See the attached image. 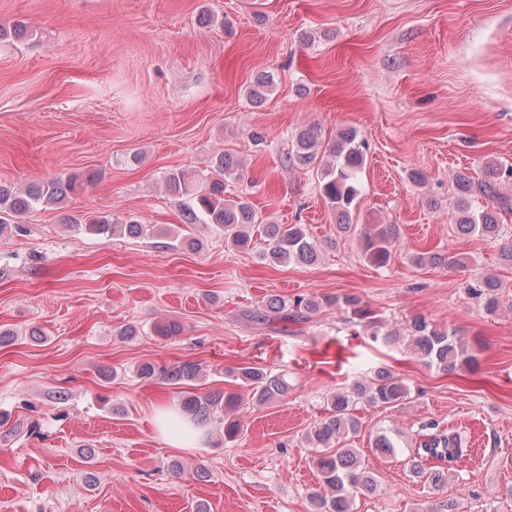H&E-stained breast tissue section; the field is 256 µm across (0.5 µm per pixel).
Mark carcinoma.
Masks as SVG:
<instances>
[{
	"mask_svg": "<svg viewBox=\"0 0 512 512\" xmlns=\"http://www.w3.org/2000/svg\"><path fill=\"white\" fill-rule=\"evenodd\" d=\"M273 85L272 73L258 75L249 90L250 102L256 107L262 105ZM328 152L331 161L325 162L319 131L313 127L303 128L291 135L286 162L315 173L319 197L336 214V236L343 238L358 234L364 257L375 266H388L401 238L400 226L359 224L357 200L361 194V174L366 157L357 130L352 127L340 129ZM242 181L244 175L239 160L224 149L213 154L209 170L205 172L195 174L173 168L166 171L163 178L166 192L178 204L185 223L206 224L224 234L227 245L241 250L249 249L254 230L258 229L266 242L261 258L268 264L315 263L319 248L305 225L278 224L262 217L249 199V188L236 194L227 191L229 184ZM455 182L457 198L450 220L456 233L470 235L478 232L485 237H498L502 214L512 213V195L501 191V186L512 185V165H489L484 168L483 178L477 181L459 172ZM81 188L82 182L78 176L33 182L23 189L0 183V227L10 223V218L39 206L61 209L66 197ZM478 197L486 200V205L481 209L474 207ZM63 221L79 231L98 236L147 235V229L132 219L117 224L108 215L94 214L83 219L65 215ZM412 262L417 267H465V261L451 253L416 254L412 256ZM499 288L501 284L493 276H479L469 284L470 293L484 300L488 312H494L499 307ZM332 306L352 311L364 323L373 340L380 339L391 345L402 344L414 355L443 371L454 372L476 362V356L460 339L426 317H414L408 325L407 334L401 335L376 320L356 296L274 297L264 305L263 312L256 319L263 322L272 319L298 322L308 319L323 307ZM200 371V365L191 361L177 362L168 367L147 362L138 367V375L143 379L162 380L171 385H188L199 377ZM231 376L238 386L248 388L252 403L258 407L277 404L288 396V381L282 375L245 366L234 370ZM409 398V387L384 367L327 397L329 415L305 435L308 446L318 449L312 463L319 473L321 484L309 496L313 512H354L357 495L377 491L378 483L373 473L363 466L357 450L349 447L350 435L357 433L360 428L354 411L359 404L396 406ZM240 404L241 397L237 392L188 393L182 397L179 411L182 417L197 427L210 421L212 416L223 414L224 441L231 442L243 431L241 420L237 417ZM373 448L379 455L394 456L399 442L387 434H379L373 440ZM466 452L456 433H426L416 448V459L419 464L429 465L428 478L440 484L446 482L445 472L455 467Z\"/></svg>",
	"mask_w": 512,
	"mask_h": 512,
	"instance_id": "obj_1",
	"label": "carcinoma"
}]
</instances>
